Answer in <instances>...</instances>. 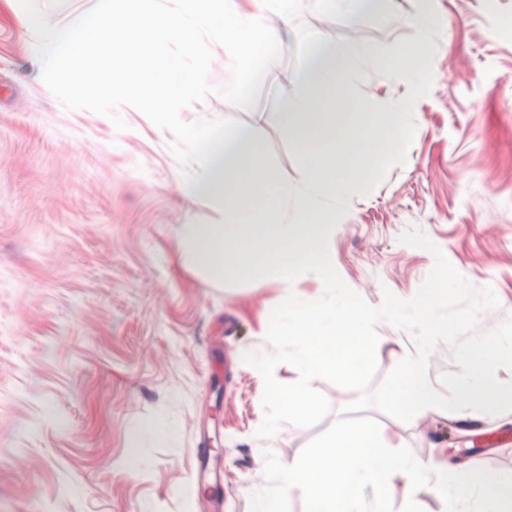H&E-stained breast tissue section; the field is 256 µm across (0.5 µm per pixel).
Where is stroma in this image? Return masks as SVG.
Masks as SVG:
<instances>
[{
    "mask_svg": "<svg viewBox=\"0 0 512 512\" xmlns=\"http://www.w3.org/2000/svg\"><path fill=\"white\" fill-rule=\"evenodd\" d=\"M442 22L428 55L433 81L414 106L404 165L371 194L348 191L328 240L344 282L372 306L384 291L411 299L434 251L401 242L420 229L475 289L499 305L487 331L512 318V0H436ZM412 0H374L328 16L302 0L301 20L323 46L380 56L414 42ZM254 108L211 95L181 112L260 125L264 164L289 188L307 168L276 109L305 73L293 26ZM24 17L0 0V512H252L265 456L298 458L317 428L283 425L267 439L263 379L246 363L269 351L265 317L288 291L324 294L301 275L274 282L212 280L182 243L187 224H217L210 197L186 195L167 140L135 108L126 123L66 109L44 88ZM375 125L406 95L374 63L347 89ZM392 445L423 462L512 474V411H430L411 423L380 414ZM222 458L197 453L200 432Z\"/></svg>",
    "mask_w": 512,
    "mask_h": 512,
    "instance_id": "obj_1",
    "label": "stroma"
}]
</instances>
